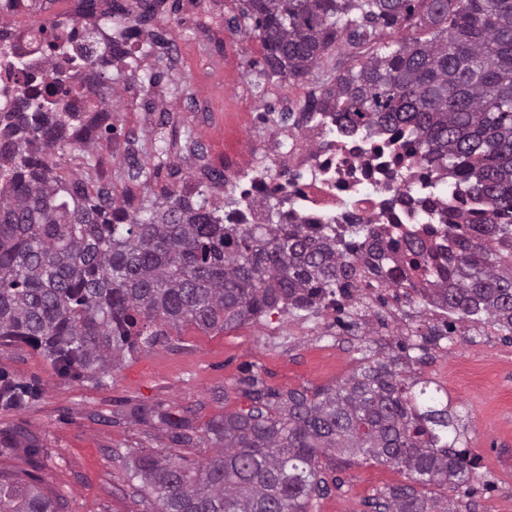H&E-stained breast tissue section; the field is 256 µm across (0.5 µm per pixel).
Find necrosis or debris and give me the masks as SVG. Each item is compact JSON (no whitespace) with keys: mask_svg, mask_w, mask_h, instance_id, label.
Segmentation results:
<instances>
[{"mask_svg":"<svg viewBox=\"0 0 512 512\" xmlns=\"http://www.w3.org/2000/svg\"><path fill=\"white\" fill-rule=\"evenodd\" d=\"M289 119L254 152L225 159L240 189L225 223L373 224L390 238L446 225L449 209L481 207L455 199L447 171L424 166L418 145L339 128L328 110Z\"/></svg>","mask_w":512,"mask_h":512,"instance_id":"1","label":"necrosis or debris"}]
</instances>
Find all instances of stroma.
Wrapping results in <instances>:
<instances>
[{"mask_svg":"<svg viewBox=\"0 0 512 512\" xmlns=\"http://www.w3.org/2000/svg\"><path fill=\"white\" fill-rule=\"evenodd\" d=\"M223 2L219 21L211 0H197L190 14L178 0L148 23L150 36L141 42L143 68L163 73L164 85L179 98L208 90L203 110L168 101L158 104L148 123L138 112L116 114L111 131L94 130L87 142L65 150L63 175L84 178L89 157L98 173L111 175V190L129 188L137 204L189 179L217 205L238 198V189L216 178L225 156L248 153L260 136L275 133L272 125L251 123V115L279 112L289 96L319 82L322 73L290 83L268 77L254 23L244 15L246 0ZM172 46L180 48L182 63L169 60ZM226 58L238 59V72L223 71ZM129 140L151 144L138 154L143 171L135 179L112 157L113 142ZM205 155L215 164L213 172L200 168ZM434 323L432 311L373 288L346 302L335 320L320 309L263 316L224 331L184 325L153 346L141 344L125 354L99 384L60 376L41 351L2 344L0 375L26 385L30 394L22 408L0 405V470L40 479L62 497L61 512H154L128 455L168 453L174 446L166 426L136 419L134 407L185 413L201 429L224 413L249 408L239 391L244 378L258 377L283 393L314 391L344 382L369 358L426 382L466 423L463 445L480 466L453 495L458 512H512V471L498 458L499 449L512 448V333L457 320L451 332L436 336ZM275 326L298 329L287 350L267 344L265 333ZM443 362L450 374L444 387L434 375ZM220 391L226 399L215 400ZM319 465L329 491L311 500L309 512H375L383 491L411 483L404 469L391 464H351L331 455Z\"/></svg>","mask_w":512,"mask_h":512,"instance_id":"obj_1","label":"stroma"}]
</instances>
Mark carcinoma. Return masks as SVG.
<instances>
[{
    "instance_id": "carcinoma-1",
    "label": "carcinoma",
    "mask_w": 512,
    "mask_h": 512,
    "mask_svg": "<svg viewBox=\"0 0 512 512\" xmlns=\"http://www.w3.org/2000/svg\"><path fill=\"white\" fill-rule=\"evenodd\" d=\"M129 11L112 0L110 36L82 27L78 53L34 74L20 60L18 89L0 112V342L40 349L65 377L101 381L143 339L148 346L183 323L227 330L273 311H315L324 296L359 288L360 263L377 287L465 320L512 333V0H247L267 74L306 76L335 46L372 45L308 108L336 109L339 125L362 124L407 137L427 166L448 171L456 194L484 203L448 217L428 238L387 240L373 224H226L220 207L165 189L129 213L112 192L60 174L66 131L79 141L105 120L81 112L104 102L112 56L130 57L123 38L165 0ZM415 21L419 33L377 43L386 29ZM106 42L107 49L98 46ZM91 71L66 87L64 70ZM129 78L147 88L160 74ZM422 273L409 281L402 265ZM154 325L153 331L147 325ZM384 363L363 365L329 390L280 394L242 380L248 410L226 413L205 433L216 448L191 466L182 457L139 454L132 463L157 512H308L327 482L319 458L338 453L405 468L416 483L455 491L470 483L473 460L455 450L463 432L426 387ZM25 387L0 384L19 408ZM172 441L197 444L192 421L159 417ZM383 512H455L412 486L375 503ZM63 504L15 472L0 471V512H59Z\"/></svg>"
}]
</instances>
